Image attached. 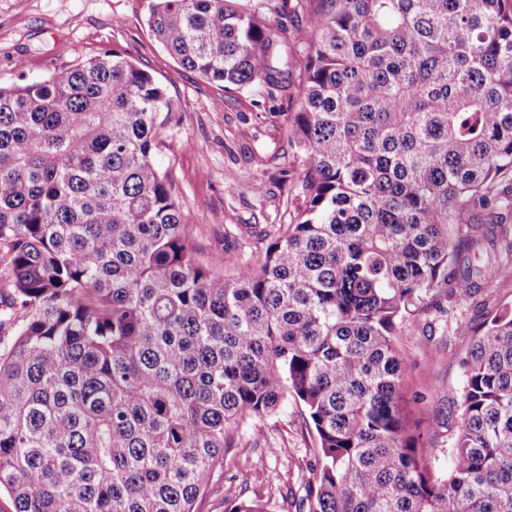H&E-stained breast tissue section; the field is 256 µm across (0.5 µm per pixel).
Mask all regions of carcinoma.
<instances>
[{
    "label": "carcinoma",
    "instance_id": "carcinoma-1",
    "mask_svg": "<svg viewBox=\"0 0 512 512\" xmlns=\"http://www.w3.org/2000/svg\"><path fill=\"white\" fill-rule=\"evenodd\" d=\"M288 36L233 0L148 26L224 88L292 84L301 203L213 275L159 157L176 104L114 53L0 86V492L14 512H199L238 428L299 409L302 512H512V0H321ZM492 250L490 257L482 252ZM475 334L450 470L410 418L399 325ZM225 512H270L258 500ZM456 308L471 323L472 326L481 324L488 310H495L512 304V283H490L482 291L476 301L460 299Z\"/></svg>",
    "mask_w": 512,
    "mask_h": 512
}]
</instances>
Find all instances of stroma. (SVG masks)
Instances as JSON below:
<instances>
[{
    "label": "stroma",
    "instance_id": "obj_1",
    "mask_svg": "<svg viewBox=\"0 0 512 512\" xmlns=\"http://www.w3.org/2000/svg\"><path fill=\"white\" fill-rule=\"evenodd\" d=\"M153 0H0V84L40 81L112 52L159 81L177 103L171 149L162 157L179 194L184 221L201 259L223 272L227 254L256 261L263 234L289 223L296 171L288 144V115L297 87L260 84L228 90L179 66L148 25ZM512 304V283H490L478 300L460 299L471 323ZM404 390L433 450L431 467L446 473L452 461L464 376L460 366L471 338L430 329L420 316L398 332ZM315 440L294 404L257 424H245L224 459V479L213 483L202 512H224L228 498L267 501L276 512H296L315 462Z\"/></svg>",
    "mask_w": 512,
    "mask_h": 512
}]
</instances>
